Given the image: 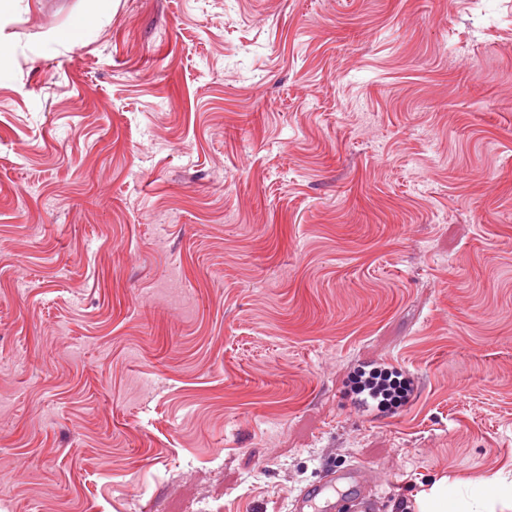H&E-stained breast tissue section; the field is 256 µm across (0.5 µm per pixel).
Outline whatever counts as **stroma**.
<instances>
[{
	"mask_svg": "<svg viewBox=\"0 0 512 512\" xmlns=\"http://www.w3.org/2000/svg\"><path fill=\"white\" fill-rule=\"evenodd\" d=\"M0 39V512L512 482V0H13ZM366 362L410 402L361 416Z\"/></svg>",
	"mask_w": 512,
	"mask_h": 512,
	"instance_id": "1",
	"label": "stroma"
}]
</instances>
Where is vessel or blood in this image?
Masks as SVG:
<instances>
[{"label":"vessel or blood","mask_w":512,"mask_h":512,"mask_svg":"<svg viewBox=\"0 0 512 512\" xmlns=\"http://www.w3.org/2000/svg\"><path fill=\"white\" fill-rule=\"evenodd\" d=\"M378 500L369 469L353 464L300 487L289 512H375Z\"/></svg>","instance_id":"vessel-or-blood-1"}]
</instances>
